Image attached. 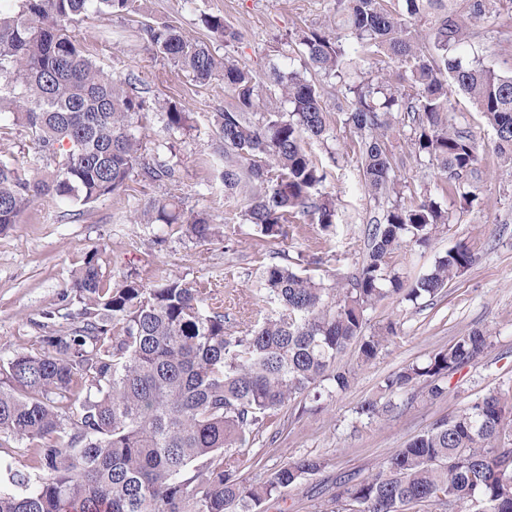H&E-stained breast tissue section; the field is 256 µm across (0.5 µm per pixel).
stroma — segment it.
Masks as SVG:
<instances>
[{
	"label": "stroma",
	"mask_w": 512,
	"mask_h": 512,
	"mask_svg": "<svg viewBox=\"0 0 512 512\" xmlns=\"http://www.w3.org/2000/svg\"><path fill=\"white\" fill-rule=\"evenodd\" d=\"M333 7L332 0H141L146 17L180 26L208 41L216 55L231 52L260 74L275 65L287 67V59L279 54L283 43L296 32L324 23ZM205 14L223 17L242 32V40L228 47L212 38L201 23ZM73 33L105 72L130 77L148 104L175 101L193 120L170 151L157 146L160 124L154 114L139 121L146 135V161L173 165L175 184L149 182L136 174L123 193L70 214L41 198L20 224L0 234L1 363L44 335V312L58 310L57 325L68 326L67 315L78 303L66 296L64 286L91 249L98 250L102 272L114 282L127 275L147 277L154 264L188 285L208 284L213 298L235 321L254 306L261 263L272 260L327 283L356 273L367 251L368 230L381 209L365 192L355 158L343 155L349 132L336 113L334 96L325 98L328 132L307 150L327 170L322 189L336 198V224L324 230L312 217L300 215L289 225L285 240L273 241L242 222L237 199L225 195L217 178L211 156L212 115L223 111L228 101L223 84L196 83L147 50L133 22L93 18L77 23ZM455 116L458 123L473 128L480 145L484 174L479 202L465 211L454 197L438 193L451 216L449 223L439 225L430 246H405L391 255L388 266L402 279L414 280L459 243L468 247L474 262L435 301L413 304L392 296L369 309L366 333L390 322L397 330L378 357L357 368L346 391L314 388L306 400L309 413L289 415L274 442L248 446L249 454L262 459L259 467L245 472L249 481L263 479L300 457L328 461L283 498L267 502L264 512H320L336 482L375 472L396 449L477 396L495 391L512 398V174L499 161L495 133L482 115L461 101ZM389 148L400 159L398 173L410 190L435 191L440 180L416 157L408 129L396 127ZM168 193L179 197L184 212L210 211L218 226L211 241L197 242L176 228L159 246L154 242L158 226L130 222L135 210ZM471 328L489 331L490 344L478 358L449 374L441 396L430 397L421 381L396 396L384 395L389 374L424 361ZM368 399L391 402L392 408L380 419L360 416L358 409Z\"/></svg>",
	"instance_id": "35a3bbf8"
}]
</instances>
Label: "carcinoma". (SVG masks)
Here are the masks:
<instances>
[{
  "label": "carcinoma",
  "instance_id": "carcinoma-1",
  "mask_svg": "<svg viewBox=\"0 0 512 512\" xmlns=\"http://www.w3.org/2000/svg\"><path fill=\"white\" fill-rule=\"evenodd\" d=\"M90 15L135 19L156 54L199 83L224 82L232 102L212 115L213 156L242 221L262 235L286 238L299 214L324 230L336 224L335 199L319 190L326 173L305 149L327 132L328 80L365 190L385 208L356 276L327 286L264 263L258 308L238 327L205 288L158 266L145 280L113 283L98 250L86 252L65 284L80 304L71 326L0 364V447L23 442L33 462L13 474L21 492L0 491V512H260L327 460L301 457L248 482L243 470L262 458L227 449L262 438L321 382L347 390L354 370L340 358L353 348L359 363H370L396 333L390 323L363 335L368 309L393 295L433 299L474 261L459 244L411 284L386 271L394 251L428 245L448 223L427 193L403 201L388 134L397 123L409 127L443 190L464 209L477 204L479 146L451 118L452 97L482 114L512 166V71L486 66L474 44V26L512 18V0H335L332 19L288 40V57L303 58L302 69L273 67L264 78L174 24L141 17L140 0H0V83L12 104L0 107V140L26 128L51 167L30 175L0 157L1 234L39 197L85 207L125 191L135 173L151 182L174 177L166 163L144 162L135 117L148 108L131 81L105 73L71 35ZM201 21L227 46L239 38L221 17ZM393 64L407 83L380 79ZM159 111L171 138L191 120L173 102ZM137 220L184 226L198 241L216 233L207 211L187 216L171 194L151 200ZM489 338L471 329L387 377L384 390L404 392L422 378L438 397L442 380L482 354ZM511 441L512 409L497 392L478 396L377 472L336 484L323 512H512Z\"/></svg>",
  "mask_w": 512,
  "mask_h": 512
}]
</instances>
